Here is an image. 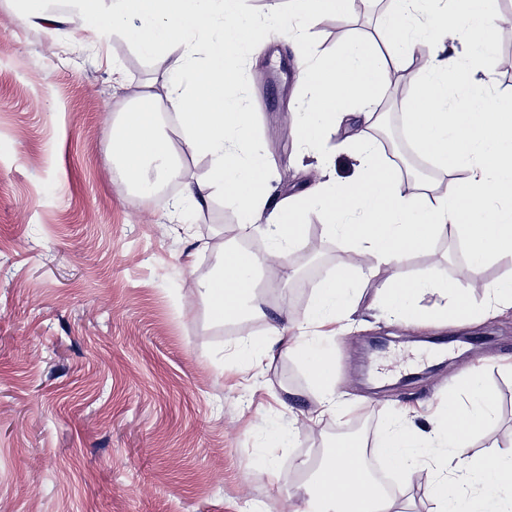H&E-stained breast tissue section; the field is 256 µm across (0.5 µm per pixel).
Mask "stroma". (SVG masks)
<instances>
[{"label":"stroma","mask_w":512,"mask_h":512,"mask_svg":"<svg viewBox=\"0 0 512 512\" xmlns=\"http://www.w3.org/2000/svg\"><path fill=\"white\" fill-rule=\"evenodd\" d=\"M305 33L300 52L271 32L233 84L281 198L317 177L356 176L351 150L293 138L307 105L300 70L353 39L385 55L394 44L373 12L326 16ZM171 64L117 34L98 40L68 22L44 32L0 0V512H300L343 429L361 422L364 439L392 422L435 432L449 394L473 377L494 421L469 454L512 445V308L416 327L376 300L393 278L430 271L480 303L483 284L512 276L511 263L493 260L470 287L456 235L365 275L352 245L310 211L285 266L259 275L258 308L211 319L201 285L225 250L270 249L266 214L245 234L218 194L202 210L173 211L136 194L110 160L113 125L140 94L165 98ZM487 66L493 93L512 91V28H497ZM395 73L404 90L384 88L375 116L399 126L417 77L411 66ZM345 269L360 290L355 309L318 337L306 326L312 296ZM277 308L280 341L266 320ZM246 336L265 353L247 354ZM301 337L335 355L337 406L319 416L309 370L286 349Z\"/></svg>","instance_id":"stroma-1"}]
</instances>
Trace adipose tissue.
<instances>
[{
	"label": "adipose tissue",
	"instance_id": "obj_1",
	"mask_svg": "<svg viewBox=\"0 0 512 512\" xmlns=\"http://www.w3.org/2000/svg\"><path fill=\"white\" fill-rule=\"evenodd\" d=\"M489 0H389L387 24L398 31L392 57L353 41L333 59L318 60L300 73L309 104L294 134L305 144L323 140L332 125H364L374 116L388 84L392 59L418 65L417 92L405 114L410 137L453 175L442 195L404 192L399 174L365 138L348 142L359 158L354 181H326L300 194L269 203L267 167L253 142L251 114L230 92L242 53L260 36L244 15V0H66L68 22L94 34L120 32L146 58L174 55L166 77L165 101L142 95L111 134L112 156L127 183L151 193L160 182L182 174L169 136L158 125L165 107L175 109L174 128L186 151L210 157L204 183H185L183 199L193 209L220 194L248 214L272 207L275 219L269 255L225 250L215 276L201 295L212 316H238L253 296L255 272L304 239L305 213L320 209L328 234H340L355 249L387 265L430 251L446 231L467 245L470 271L480 274L490 260L512 262V95L492 94L493 78L483 61L495 45ZM351 0H269L268 13L280 31L295 21L324 14L345 15ZM424 5L427 25L408 33L405 20ZM464 179H456V172ZM429 275L400 279L385 288L381 302L411 324L476 320L464 289L435 311L421 310L422 289L436 287ZM353 301L352 277L342 272L319 288L308 324L346 316ZM323 391L322 409L335 407L330 351L318 343L296 348ZM471 406L449 397L435 442L454 448L451 462L424 467L416 453L421 436L386 429L375 446L405 483L428 479L439 487L434 512H512V450L493 449L478 458L462 455L471 436L490 421L491 402L478 382L468 385ZM364 448L342 441L327 450L306 485L309 512H391L393 499L371 483Z\"/></svg>",
	"mask_w": 512,
	"mask_h": 512
}]
</instances>
